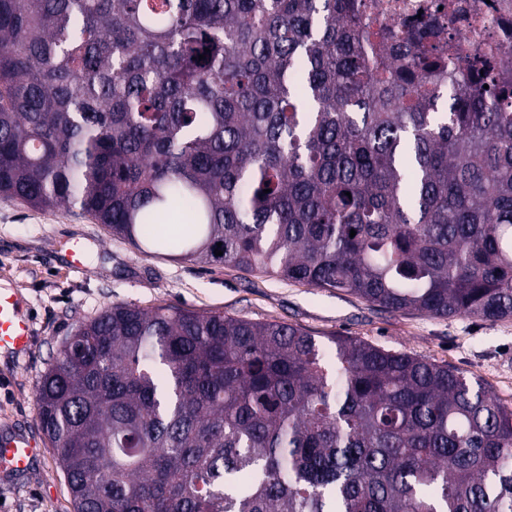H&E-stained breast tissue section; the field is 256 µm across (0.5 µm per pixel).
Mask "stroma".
I'll return each instance as SVG.
<instances>
[{
    "mask_svg": "<svg viewBox=\"0 0 512 512\" xmlns=\"http://www.w3.org/2000/svg\"><path fill=\"white\" fill-rule=\"evenodd\" d=\"M75 241L84 245L80 270L70 269L65 256ZM0 289L17 292L33 321L30 350L0 357V435L42 442L28 474L0 475V512H74L57 453L41 429L35 392L72 326L115 304L176 305L296 324L318 336H356L480 379L512 409V320L389 312L343 292L158 256L63 208L41 211L0 196Z\"/></svg>",
    "mask_w": 512,
    "mask_h": 512,
    "instance_id": "1",
    "label": "stroma"
}]
</instances>
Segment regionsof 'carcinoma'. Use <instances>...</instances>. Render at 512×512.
Masks as SVG:
<instances>
[{"label": "carcinoma", "instance_id": "cac0c4a2", "mask_svg": "<svg viewBox=\"0 0 512 512\" xmlns=\"http://www.w3.org/2000/svg\"><path fill=\"white\" fill-rule=\"evenodd\" d=\"M430 27L372 32L356 0H0V196L391 312L512 320V52L450 98ZM36 400L74 512H512V409L353 336L117 304Z\"/></svg>", "mask_w": 512, "mask_h": 512}]
</instances>
